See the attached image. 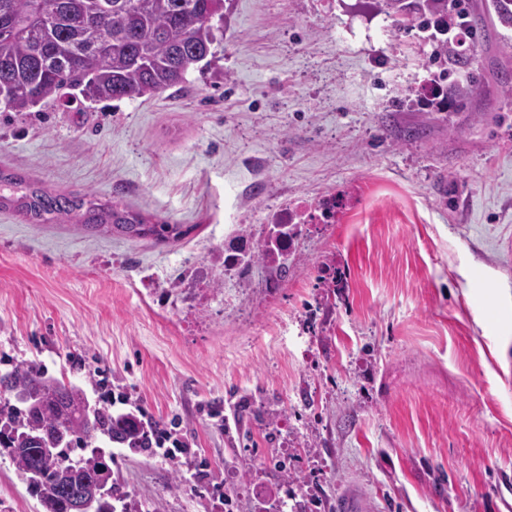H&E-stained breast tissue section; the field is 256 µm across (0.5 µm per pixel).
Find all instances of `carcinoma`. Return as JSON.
Wrapping results in <instances>:
<instances>
[{
  "instance_id": "carcinoma-1",
  "label": "carcinoma",
  "mask_w": 512,
  "mask_h": 512,
  "mask_svg": "<svg viewBox=\"0 0 512 512\" xmlns=\"http://www.w3.org/2000/svg\"><path fill=\"white\" fill-rule=\"evenodd\" d=\"M393 24L416 26L432 44L439 79L464 73L453 88L462 101L480 84L474 58L448 43L463 28L474 43L496 25L512 26V0H492L480 12L451 7V0H376ZM224 20V0H0V107L22 114L65 91L75 101L138 99L186 81L189 71L214 56L215 24ZM0 209L30 224H71L88 235L177 240L180 224L153 222L118 201L93 193L50 192L0 168ZM0 454L37 497L42 512H70L72 499L103 484V508L129 512V494L112 479L113 456L92 447L120 439L143 450V438L122 428L106 406L93 405L86 388L48 375L35 361L0 375ZM53 452L46 453L44 449Z\"/></svg>"
}]
</instances>
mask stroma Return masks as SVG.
Returning a JSON list of instances; mask_svg holds the SVG:
<instances>
[{"mask_svg":"<svg viewBox=\"0 0 512 512\" xmlns=\"http://www.w3.org/2000/svg\"><path fill=\"white\" fill-rule=\"evenodd\" d=\"M512 28L472 45L485 96L433 107L418 28L371 0H226L208 66L152 97L0 111V167L190 226L158 243L0 211V374L130 393L191 442L113 448L132 512H304L363 485L380 512H512ZM335 195L275 301L173 275L227 225ZM156 278L147 287L144 275ZM223 420L211 419V411ZM0 512H41L0 455ZM209 275V269L207 266H194L188 268L183 274L177 278L178 284L176 285L175 291L179 296L183 304H192V300L196 299L195 291L201 283Z\"/></svg>","mask_w":512,"mask_h":512,"instance_id":"1","label":"stroma"}]
</instances>
